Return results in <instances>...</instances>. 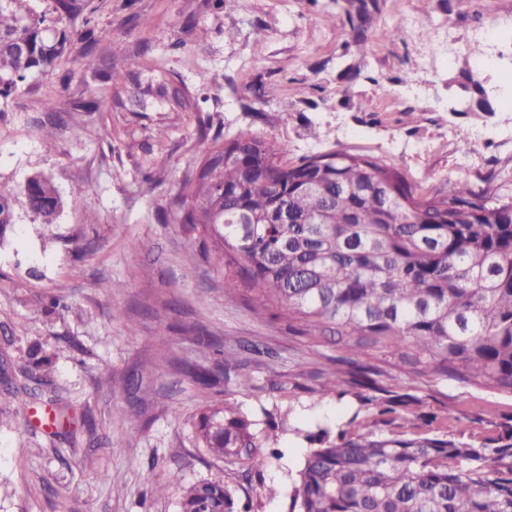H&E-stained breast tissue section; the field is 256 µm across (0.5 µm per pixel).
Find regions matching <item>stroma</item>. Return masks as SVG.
<instances>
[{
    "mask_svg": "<svg viewBox=\"0 0 512 512\" xmlns=\"http://www.w3.org/2000/svg\"><path fill=\"white\" fill-rule=\"evenodd\" d=\"M493 10L486 17L482 0H79L66 24L85 41L0 97V189L42 172L65 201L49 225L16 208L0 244V361L24 364L36 342L54 361L33 410L0 399V512H178V487L153 494L149 471L162 482L173 472L185 484L220 479L253 512H289L320 428L376 440L407 419L411 437L477 445L512 426L511 396L391 367L374 386L323 395L336 347L247 297L225 299L224 271L187 259L199 239L163 215L213 135L243 131L287 144L292 163L339 149L379 159L423 195L452 178L491 200L512 196V0ZM362 12L373 35L359 49L347 34ZM474 44L481 56L467 54ZM86 49L137 62L144 79L166 70L203 98L201 111L77 109L90 92L113 93L111 81L83 78ZM471 72L487 109L464 89ZM49 98L51 150L38 123ZM87 126L95 139L82 137ZM112 280L119 292L104 289ZM50 297L67 310L45 313ZM205 334L236 352L248 387L204 388L181 372L184 361L214 367ZM54 395L63 410L49 406ZM227 399L277 433L282 456L261 473L197 444L199 410ZM270 485L276 497L265 496Z\"/></svg>",
    "mask_w": 512,
    "mask_h": 512,
    "instance_id": "1",
    "label": "stroma"
}]
</instances>
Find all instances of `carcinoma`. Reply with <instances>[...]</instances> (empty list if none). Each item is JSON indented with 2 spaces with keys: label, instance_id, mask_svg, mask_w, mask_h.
<instances>
[{
  "label": "carcinoma",
  "instance_id": "obj_1",
  "mask_svg": "<svg viewBox=\"0 0 512 512\" xmlns=\"http://www.w3.org/2000/svg\"><path fill=\"white\" fill-rule=\"evenodd\" d=\"M49 17L26 0H0V97L54 68L83 35L64 27L75 0H57ZM356 47L369 39L366 16L351 25ZM32 47L26 54L21 46ZM92 73L125 89L111 100L92 95L85 110L198 112V102L164 70L146 84L129 62L93 58ZM288 145H268L242 132L215 146L186 176L176 220L203 236L200 254L219 269L224 297L250 296L256 311L288 312V329L314 344L337 346L338 368L322 384L342 393L383 373L375 361L420 378L450 377L512 396V200L490 204L464 183L448 180L433 196L417 195L396 168L333 151L295 164ZM14 195L0 192V244L13 231L16 204L43 224L56 222L64 199L43 175ZM288 223H279V203ZM247 216L253 224H241ZM224 356V373L193 363L182 372L204 387L241 368ZM52 358L38 343L24 365L0 366L4 392L23 405L47 384ZM210 456L259 469L277 436L229 401L207 405L195 423ZM294 480L289 512H512V433L479 448L440 438L353 439L323 431ZM179 512H252L220 481L180 487Z\"/></svg>",
  "mask_w": 512,
  "mask_h": 512
}]
</instances>
